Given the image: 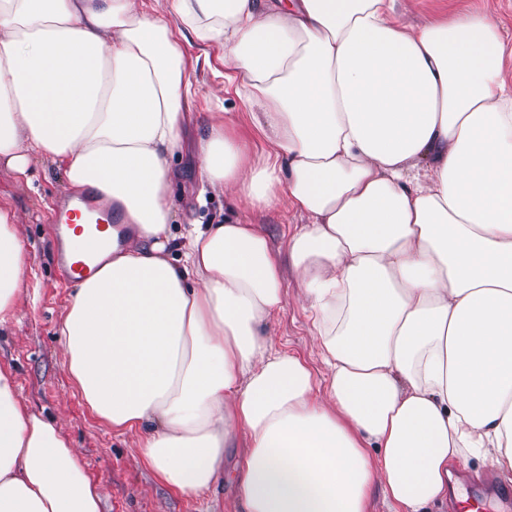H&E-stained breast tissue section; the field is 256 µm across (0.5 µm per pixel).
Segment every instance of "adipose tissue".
<instances>
[{"label": "adipose tissue", "mask_w": 512, "mask_h": 512, "mask_svg": "<svg viewBox=\"0 0 512 512\" xmlns=\"http://www.w3.org/2000/svg\"><path fill=\"white\" fill-rule=\"evenodd\" d=\"M402 0H0V170L62 169L133 232L80 283L60 334L98 420L185 496L245 439L243 512L445 501L454 461L512 482V38L485 16L416 27ZM218 50L266 142L211 93L203 191L298 213L280 261L238 216L170 226L173 160ZM180 259H172L170 247ZM27 253L0 208V328ZM300 284L328 389L264 331ZM0 512H101L55 420L0 367ZM224 113L226 117L233 121L235 136L247 142L249 148L260 147L264 145L262 136L250 125L249 119L244 112L239 109V103L233 90L224 93Z\"/></svg>", "instance_id": "ef3b65f1"}]
</instances>
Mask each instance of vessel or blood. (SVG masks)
I'll list each match as a JSON object with an SVG mask.
<instances>
[{
	"label": "vessel or blood",
	"instance_id": "b4317fda",
	"mask_svg": "<svg viewBox=\"0 0 512 512\" xmlns=\"http://www.w3.org/2000/svg\"><path fill=\"white\" fill-rule=\"evenodd\" d=\"M58 238L67 239L69 247L60 253L58 270L69 283L91 278L101 266L100 259L113 242L116 218L110 208L89 200L67 201L51 216ZM460 492L473 512L497 500L505 512H512V487L494 483H463Z\"/></svg>",
	"mask_w": 512,
	"mask_h": 512
}]
</instances>
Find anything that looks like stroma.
Segmentation results:
<instances>
[{"label": "stroma", "instance_id": "35a3bbf8", "mask_svg": "<svg viewBox=\"0 0 512 512\" xmlns=\"http://www.w3.org/2000/svg\"><path fill=\"white\" fill-rule=\"evenodd\" d=\"M459 12L491 18L501 31L512 34V0H406L405 19L414 24L449 18ZM222 65L217 56L197 67L200 94L193 118L184 129V149L176 159L178 198L193 201L196 216L233 212L229 199L207 196L196 204L200 188L197 143L207 118L206 97L217 86ZM68 198L60 169L39 163L26 174H0V206L10 209L25 241L27 261L13 319L0 329V366L12 368L17 395L29 410L53 417L76 448L102 496V512H240L239 485L234 469L243 451L229 449L224 478L200 497L180 494L160 481L138 449L136 436L124 434L97 420L74 388L65 367L59 325L73 285L61 284L57 246L51 231L53 209ZM288 303L266 326L275 346L305 359L316 376L325 369L319 360L311 325L297 302L293 269L285 271Z\"/></svg>", "mask_w": 512, "mask_h": 512}]
</instances>
